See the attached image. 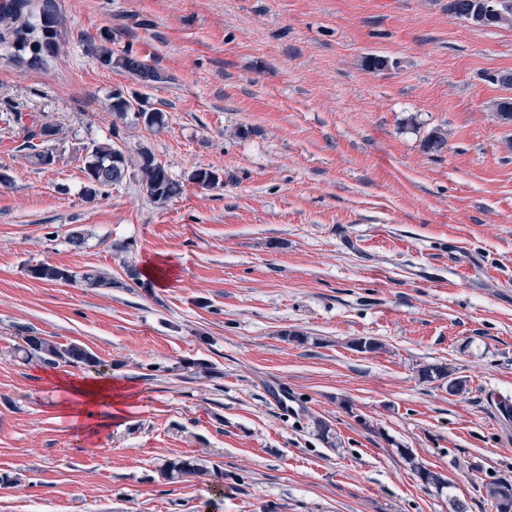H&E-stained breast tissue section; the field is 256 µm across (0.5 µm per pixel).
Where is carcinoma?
I'll list each match as a JSON object with an SVG mask.
<instances>
[{
  "label": "carcinoma",
  "instance_id": "cac0c4a2",
  "mask_svg": "<svg viewBox=\"0 0 512 512\" xmlns=\"http://www.w3.org/2000/svg\"><path fill=\"white\" fill-rule=\"evenodd\" d=\"M478 2L479 0H448V13L465 20L474 11ZM38 17V22H32L31 0H0V44L19 54H29L28 63L31 66L39 65L44 56L57 51L59 30L63 23L57 0H38ZM492 26H512V0H498L492 16ZM94 58L103 67L120 69L134 76L145 87H151L164 79L155 66L130 49L116 56L111 48L102 44L95 48ZM110 110L118 120L125 119L128 112L133 110L137 120L151 129L161 128L167 121L166 113L147 106L146 100L137 96L129 99L120 92L113 94ZM57 134V128L47 123H42L38 129L29 131L22 149L27 151L31 163L40 167L54 163L55 155L50 143ZM127 170L126 157L120 149L108 142L92 143L87 147L84 159L85 199L95 200L104 189L121 182ZM189 180L206 189L223 184L219 174L205 168L193 170ZM137 181L142 191L157 203L168 202L183 191L182 182L173 179L166 167L145 147L139 151ZM28 273L32 278L45 282H79L87 288H112L116 284L107 272L91 269L79 273L68 267L47 263L29 267ZM15 352L23 361L37 358L49 366L64 363L94 368L99 364L94 354L79 345L60 346L41 336L23 337L22 344L16 347ZM419 375L422 380L428 382L448 381V393L451 395H460L467 391L466 380L454 376V370L445 363L426 365L419 370ZM407 458L412 470L423 483L436 487L447 485L441 474L426 468L410 454ZM203 471L204 467L196 461L182 457L167 460L160 469L162 478L171 483ZM485 489L496 512H512V489L504 485L503 479L498 478L490 482Z\"/></svg>",
  "mask_w": 512,
  "mask_h": 512
}]
</instances>
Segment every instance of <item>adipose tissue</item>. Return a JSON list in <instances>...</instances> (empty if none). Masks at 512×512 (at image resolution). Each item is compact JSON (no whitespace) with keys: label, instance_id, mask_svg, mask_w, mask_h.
Segmentation results:
<instances>
[{"label":"adipose tissue","instance_id":"ef3b65f1","mask_svg":"<svg viewBox=\"0 0 512 512\" xmlns=\"http://www.w3.org/2000/svg\"><path fill=\"white\" fill-rule=\"evenodd\" d=\"M60 386L72 396L71 402L63 404L61 410L75 430L82 433L95 429L94 407L103 404L120 415L133 400L126 386L104 379H68L61 381Z\"/></svg>","mask_w":512,"mask_h":512}]
</instances>
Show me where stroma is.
<instances>
[{
	"label": "stroma",
	"mask_w": 512,
	"mask_h": 512,
	"mask_svg": "<svg viewBox=\"0 0 512 512\" xmlns=\"http://www.w3.org/2000/svg\"><path fill=\"white\" fill-rule=\"evenodd\" d=\"M58 3L57 53L31 67L0 49V474L16 478L0 512H495L484 486L512 478V123L493 104L512 90L491 77L512 70V27L448 0ZM104 38L165 82L102 67ZM118 91L167 126L114 122ZM35 122L58 130L46 168L22 149ZM110 138L134 165L150 148L182 194L155 204L129 174L85 202L86 148ZM197 168L222 186L189 182ZM39 263L117 284L42 282ZM31 334L93 352L134 411L75 431L56 380L87 372L19 362ZM442 362L467 393L420 380ZM176 457L205 470L163 480Z\"/></svg>",
	"instance_id": "35a3bbf8"
}]
</instances>
